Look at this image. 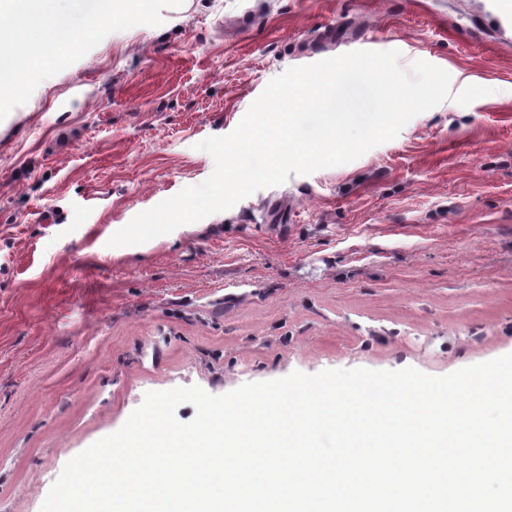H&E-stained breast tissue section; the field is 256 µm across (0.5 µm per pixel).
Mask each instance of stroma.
<instances>
[{
    "label": "stroma",
    "instance_id": "35a3bbf8",
    "mask_svg": "<svg viewBox=\"0 0 512 512\" xmlns=\"http://www.w3.org/2000/svg\"><path fill=\"white\" fill-rule=\"evenodd\" d=\"M107 35L0 120V512L150 391L222 395L326 369L444 376L512 354V42L462 0H184ZM357 50L490 95L140 245L108 241L204 182L201 141L267 84Z\"/></svg>",
    "mask_w": 512,
    "mask_h": 512
}]
</instances>
